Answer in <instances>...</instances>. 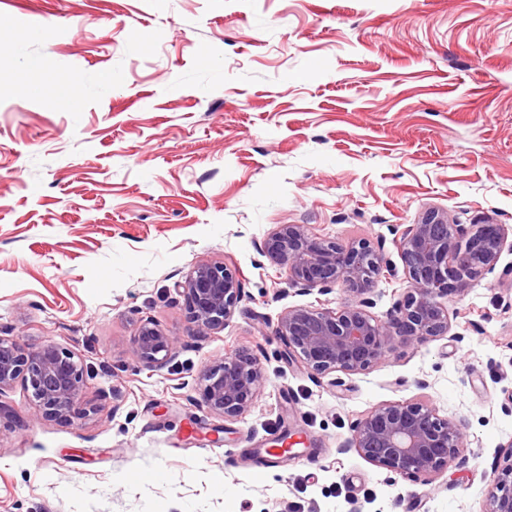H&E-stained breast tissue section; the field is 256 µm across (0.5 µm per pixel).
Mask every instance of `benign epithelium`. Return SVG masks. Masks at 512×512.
<instances>
[{
  "mask_svg": "<svg viewBox=\"0 0 512 512\" xmlns=\"http://www.w3.org/2000/svg\"><path fill=\"white\" fill-rule=\"evenodd\" d=\"M404 265L407 288L386 319L369 312L380 279L397 276L396 266L369 242L340 243L304 224H279L260 249L285 269L289 287L302 294L329 295L342 286L337 308L294 306L283 310L275 331L288 357L315 380L336 372L355 375L381 362L397 344L416 348L461 334L452 320L461 312L448 301L464 296L474 281L495 271L504 251L512 252L505 224H453L447 214L425 212L393 239ZM197 333L224 328L246 296L242 281L224 263L202 261L182 282ZM175 340L152 322L135 336V356L153 368L175 354ZM264 373L250 353H231L204 374L203 404L224 418H240L255 404ZM22 382L50 419L74 413L83 388L84 366L71 350L47 341L24 348L0 336V391ZM344 447L366 462L407 478L431 482L448 465L463 460L468 447L464 422L439 417L435 408L413 401L375 407L350 426ZM482 512H512V466L493 474Z\"/></svg>",
  "mask_w": 512,
  "mask_h": 512,
  "instance_id": "7a95c632",
  "label": "benign epithelium"
}]
</instances>
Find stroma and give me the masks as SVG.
Listing matches in <instances>:
<instances>
[{
    "instance_id": "1",
    "label": "stroma",
    "mask_w": 512,
    "mask_h": 512,
    "mask_svg": "<svg viewBox=\"0 0 512 512\" xmlns=\"http://www.w3.org/2000/svg\"><path fill=\"white\" fill-rule=\"evenodd\" d=\"M431 208L512 226V0H0V336L85 368L78 419L0 392V512H481L512 441V282L452 301L460 340L335 387L274 324L342 292L282 293L259 249L303 224L397 264L393 228ZM204 260L246 296L199 336L175 285ZM148 321L177 343L155 368ZM238 350L264 378L227 420L203 373ZM399 400L464 420L466 464L426 486L342 449ZM175 340L152 322L142 324L135 336V356L144 366L153 368L175 354ZM161 355V357H159Z\"/></svg>"
}]
</instances>
